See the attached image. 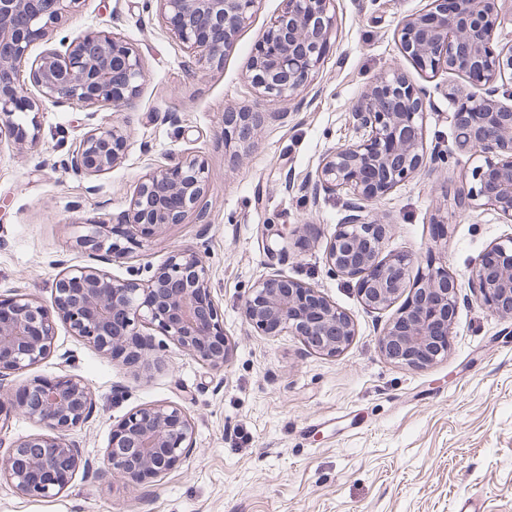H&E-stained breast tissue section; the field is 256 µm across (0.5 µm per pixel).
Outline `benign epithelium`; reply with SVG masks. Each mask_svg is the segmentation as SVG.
<instances>
[{
  "label": "benign epithelium",
  "mask_w": 512,
  "mask_h": 512,
  "mask_svg": "<svg viewBox=\"0 0 512 512\" xmlns=\"http://www.w3.org/2000/svg\"><path fill=\"white\" fill-rule=\"evenodd\" d=\"M163 20L186 46L220 59L258 0H159ZM287 7L262 33L248 61V78L260 94L257 110L224 113V139L247 144L274 115L272 107L300 94L324 60L335 30L332 0H286ZM77 0H0V126L26 146L36 140L27 118L45 103L134 105L145 78L139 51L111 32H87L46 49L32 61L38 95L16 88L18 69L32 44L49 40ZM500 24L489 0H431L429 7L403 21L395 36L400 52L420 70L446 71L482 91L480 100L450 93L448 121L457 150L478 162L473 185L458 192L464 208H487L512 222V99L505 88L508 57L493 48ZM427 89L392 69L377 79L354 105L352 126L360 139L328 151L314 177L298 190L346 196L344 216L328 243V271L356 282L372 313L403 300L398 316L380 333L390 361L421 368L448 353L457 288L448 267H431L410 280L407 254L383 255L388 225L372 206L412 177L425 157ZM128 147V136L114 125L87 131L72 153L70 170L98 177L112 171ZM208 182L205 162L182 153L138 182L121 223L88 224L84 240L98 251L95 263L71 265L54 285L46 306L25 294L0 298V392L12 373L25 370L51 352L56 320L96 350L137 363L152 350L144 329L154 328L197 359L220 367L229 342L224 319L212 294L208 269L193 248L171 254L158 275L143 285L110 275L97 263L114 261L123 247L112 236L133 241L153 236L190 213L208 223L201 206ZM475 300L512 320V236L487 247L470 267ZM244 319L255 332H287L314 352L334 357L355 334L346 312L319 289L279 272L257 279L243 298ZM18 409L49 430L17 442L0 458V474L21 494L53 498L87 466L70 432L90 419L95 399L74 375L35 378L15 392ZM194 425L176 404L159 403L126 415L112 427L106 457L112 474L140 485L178 468L193 445Z\"/></svg>",
  "instance_id": "obj_1"
}]
</instances>
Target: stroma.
<instances>
[{
    "label": "stroma",
    "instance_id": "obj_1",
    "mask_svg": "<svg viewBox=\"0 0 512 512\" xmlns=\"http://www.w3.org/2000/svg\"><path fill=\"white\" fill-rule=\"evenodd\" d=\"M430 0H334L337 33L313 88L281 104L250 145L224 140V113L255 107L246 78L252 49L285 0H258L222 59L187 49L162 22L158 0H79L31 56L90 30L114 32L146 66L134 106L98 110L46 105L35 145L0 144V295L24 293L51 305L60 261L87 263L85 226L116 224L141 178L173 152L209 170V221L187 219L132 245L110 274L146 282L168 256L198 248L209 268L232 352L210 366L162 334L134 365L111 359L57 323L52 352L11 374L16 389L38 377L76 375L90 387L94 416L71 437L94 473L76 475L56 497L18 493L0 474V512H512V323L476 302L469 268L490 244L512 235L491 210L457 207L472 162L454 153L414 175L375 206L389 225L384 254L413 258V273L440 260L457 282L450 349L417 369L388 360L378 328L397 313L369 312L354 281L333 276L325 249L344 215L340 196L311 202L286 189L314 172L330 148L358 141L350 112L379 75L397 66L430 93L425 142L451 145V74L425 73L394 38ZM129 133L122 161L93 178L74 175L70 158L89 123ZM276 271L317 286L352 319L355 336L335 357L294 336H261L241 303L261 275ZM169 402L195 424L193 452L159 481L132 485L103 457L113 426L127 414Z\"/></svg>",
    "mask_w": 512,
    "mask_h": 512
}]
</instances>
